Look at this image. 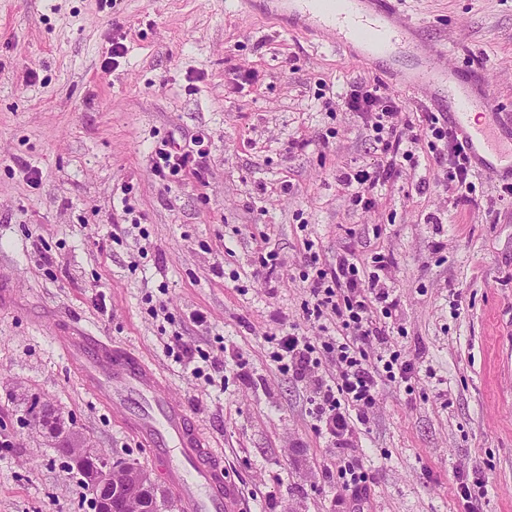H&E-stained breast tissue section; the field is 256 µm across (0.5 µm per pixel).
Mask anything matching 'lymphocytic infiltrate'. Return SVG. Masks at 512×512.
I'll list each match as a JSON object with an SVG mask.
<instances>
[{
  "label": "lymphocytic infiltrate",
  "instance_id": "lymphocytic-infiltrate-1",
  "mask_svg": "<svg viewBox=\"0 0 512 512\" xmlns=\"http://www.w3.org/2000/svg\"><path fill=\"white\" fill-rule=\"evenodd\" d=\"M342 107L361 113L380 137L383 157L371 165L350 166L337 180L356 210L371 209L379 187L413 160L399 124L401 108L381 84L359 83L341 101ZM425 135L438 164L447 166L448 188L458 198H471L476 190L473 170L467 164L457 136L437 113L424 117ZM203 133L188 142L165 140L155 149L153 169L158 177L189 168L205 158ZM314 273L306 280L313 298L306 315L325 340L279 325L271 332L270 358L279 372L310 378L314 406V432L324 438L349 431L353 424L367 425L379 401L384 382H411L414 366L393 350L385 321L397 311V301L387 284L388 260L376 254L370 263L353 255L337 254L331 260L312 253Z\"/></svg>",
  "mask_w": 512,
  "mask_h": 512
}]
</instances>
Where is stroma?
<instances>
[{
	"mask_svg": "<svg viewBox=\"0 0 512 512\" xmlns=\"http://www.w3.org/2000/svg\"><path fill=\"white\" fill-rule=\"evenodd\" d=\"M407 8L449 63L475 50L490 94L512 109V0ZM117 34L127 53L107 70ZM231 71L247 81L225 86ZM381 79L234 0H0V288L16 293L0 303V512H94L29 415L35 397L85 448L138 463L160 512H176L125 411L97 401L57 345L61 326L161 373L222 455L241 512H512V206L482 177L475 203L456 202L420 100L398 90L418 164L374 208L351 209L336 176L375 163L381 145L360 113L322 101ZM199 130L200 175L156 176L155 146ZM265 230L285 266L240 293L229 274L249 269ZM307 238L327 258L386 256L403 328L391 343L415 367L410 386L385 385L366 431L335 442L312 429L307 384L263 352L278 319L318 333L303 316ZM177 334L202 378L169 351ZM228 347L245 369L224 367ZM351 455L372 478L356 503L337 474Z\"/></svg>",
	"mask_w": 512,
	"mask_h": 512,
	"instance_id": "obj_1",
	"label": "stroma"
}]
</instances>
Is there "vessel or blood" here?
I'll use <instances>...</instances> for the list:
<instances>
[{"instance_id":"vessel-or-blood-1","label":"vessel or blood","mask_w":512,"mask_h":512,"mask_svg":"<svg viewBox=\"0 0 512 512\" xmlns=\"http://www.w3.org/2000/svg\"><path fill=\"white\" fill-rule=\"evenodd\" d=\"M405 0H271L288 17L289 33L320 34L326 46L393 76L439 112L464 147L472 169L496 183L512 182V112L488 94L482 73L448 66L447 46L426 44ZM58 342L83 383L104 405L138 399L142 411L126 423L164 463L177 512H240L237 492L193 418L162 394L161 377L139 357L110 341L66 331Z\"/></svg>"}]
</instances>
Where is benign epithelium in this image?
Masks as SVG:
<instances>
[{
	"mask_svg": "<svg viewBox=\"0 0 512 512\" xmlns=\"http://www.w3.org/2000/svg\"><path fill=\"white\" fill-rule=\"evenodd\" d=\"M35 421L45 430H50L57 417L52 408L37 403L33 412ZM58 448L69 453L76 468L83 474L84 481L96 497L99 512H130L129 505L134 501L144 504L139 512H157L156 497H147L145 479L135 469L118 466L100 453L73 450L74 439L70 431L62 429L55 433Z\"/></svg>",
	"mask_w": 512,
	"mask_h": 512,
	"instance_id": "obj_1",
	"label": "benign epithelium"
}]
</instances>
